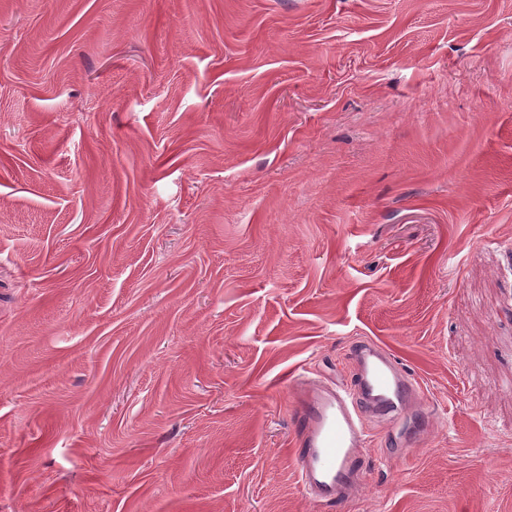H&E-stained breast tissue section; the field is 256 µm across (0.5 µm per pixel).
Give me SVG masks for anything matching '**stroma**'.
Wrapping results in <instances>:
<instances>
[{
    "mask_svg": "<svg viewBox=\"0 0 512 512\" xmlns=\"http://www.w3.org/2000/svg\"><path fill=\"white\" fill-rule=\"evenodd\" d=\"M364 337L438 421L336 512H512V0H0V512H322ZM352 371L345 383H328L307 374L289 382L298 447L299 481L306 496L334 510L362 483L370 424L382 423L396 442L414 405L426 406L418 384L391 352L366 339L349 349Z\"/></svg>",
    "mask_w": 512,
    "mask_h": 512,
    "instance_id": "stroma-1",
    "label": "stroma"
}]
</instances>
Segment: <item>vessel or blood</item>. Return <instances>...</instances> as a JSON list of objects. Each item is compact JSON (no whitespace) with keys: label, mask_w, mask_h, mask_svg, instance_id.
Wrapping results in <instances>:
<instances>
[{"label":"vessel or blood","mask_w":512,"mask_h":512,"mask_svg":"<svg viewBox=\"0 0 512 512\" xmlns=\"http://www.w3.org/2000/svg\"><path fill=\"white\" fill-rule=\"evenodd\" d=\"M349 361L346 382L328 383L306 374L289 382L300 485L323 512H333L361 484L366 470L362 450L371 423L399 431L413 406L425 403L418 384L379 343H353Z\"/></svg>","instance_id":"1"}]
</instances>
